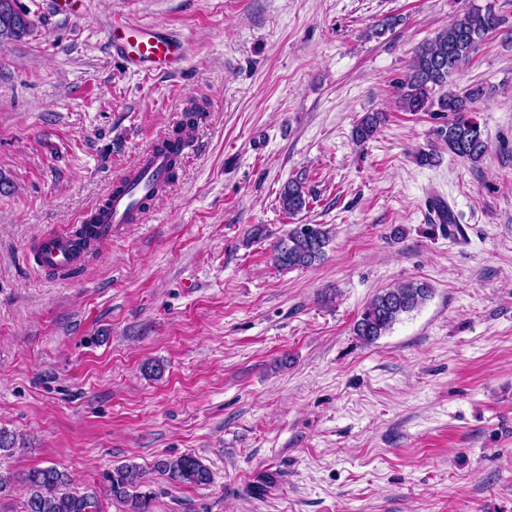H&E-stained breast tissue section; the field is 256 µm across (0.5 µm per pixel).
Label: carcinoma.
<instances>
[{
	"mask_svg": "<svg viewBox=\"0 0 512 512\" xmlns=\"http://www.w3.org/2000/svg\"><path fill=\"white\" fill-rule=\"evenodd\" d=\"M15 0H0V48L32 34L35 22L22 25L14 19ZM503 23L500 15L488 8L470 9L455 17L453 22L423 43L416 51L411 71L397 86L399 106L405 112H428L438 107L441 112L454 114L452 120L435 130L438 141L448 152L471 162L480 161L488 151V142L480 125L469 117L476 103L483 100L487 90L481 84L463 91L450 90L435 96L436 91L448 86V79L467 64L478 51L485 37L497 31ZM201 106L187 108L183 120L161 143L170 159L167 180L177 177L179 151L184 136L195 131ZM386 121L383 112L365 114L355 125L353 136L359 143L374 137ZM282 209L295 215L307 207L308 198L303 182L290 180L279 195ZM330 230L322 224H313L305 231L297 224L281 237L272 249V262L282 268L304 269L323 262L331 242ZM431 288L418 281H407L386 288L376 294L364 307L354 324V333L365 344L375 343L385 335L402 316L418 310L428 300ZM155 470L174 485L207 486L212 473L201 459L187 453L161 459ZM103 480L112 499L123 504L127 512H150L152 496L141 491L144 474L134 464H121L107 470ZM27 489V512H98L96 497L77 491L63 492L68 474L51 464L36 467L24 478Z\"/></svg>",
	"mask_w": 512,
	"mask_h": 512,
	"instance_id": "obj_1",
	"label": "carcinoma"
}]
</instances>
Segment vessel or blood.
<instances>
[{
  "label": "vessel or blood",
  "instance_id": "vessel-or-blood-1",
  "mask_svg": "<svg viewBox=\"0 0 512 512\" xmlns=\"http://www.w3.org/2000/svg\"><path fill=\"white\" fill-rule=\"evenodd\" d=\"M108 40L113 50L121 53L127 67L136 71L165 73L178 66L184 57L181 40L129 23L112 25ZM168 166V154L159 151L157 144H150L133 167L137 180L122 193H108L91 210L86 240H79L72 232L44 238L28 249V264L55 281H72L87 256L111 243L119 225L141 220L138 206L144 197L167 190Z\"/></svg>",
  "mask_w": 512,
  "mask_h": 512
}]
</instances>
